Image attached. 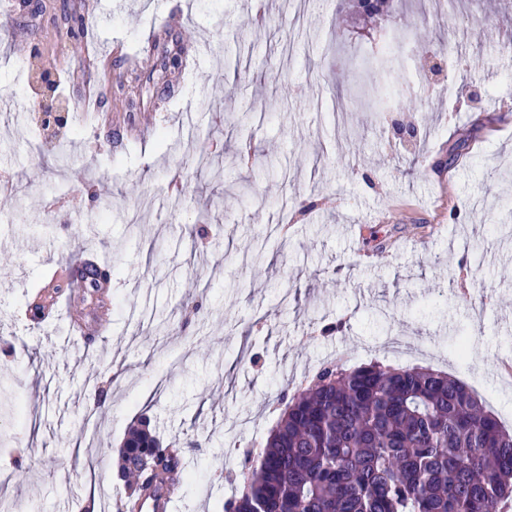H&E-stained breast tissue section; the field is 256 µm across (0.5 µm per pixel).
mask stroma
Here are the masks:
<instances>
[{
  "instance_id": "obj_1",
  "label": "stroma",
  "mask_w": 512,
  "mask_h": 512,
  "mask_svg": "<svg viewBox=\"0 0 512 512\" xmlns=\"http://www.w3.org/2000/svg\"><path fill=\"white\" fill-rule=\"evenodd\" d=\"M88 0L61 56L0 0V502L117 512L114 460L138 417L187 442L172 512H224L270 405L324 364L430 366L512 428V0ZM183 65L147 104L83 112L89 67ZM69 107L36 163L33 45ZM375 99L363 110L357 90ZM250 113L239 121V113ZM219 145L224 181L179 176ZM112 215L89 223L104 195ZM266 253L247 261L256 239ZM93 260L112 324L78 345L74 298L27 310L48 271ZM466 357H458L459 346Z\"/></svg>"
}]
</instances>
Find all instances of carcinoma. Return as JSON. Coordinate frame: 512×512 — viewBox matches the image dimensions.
Returning a JSON list of instances; mask_svg holds the SVG:
<instances>
[{
    "label": "carcinoma",
    "mask_w": 512,
    "mask_h": 512,
    "mask_svg": "<svg viewBox=\"0 0 512 512\" xmlns=\"http://www.w3.org/2000/svg\"><path fill=\"white\" fill-rule=\"evenodd\" d=\"M180 65L154 44L146 81ZM223 182L224 169L202 150L191 167ZM100 269L82 267L80 304L90 307ZM142 419L119 455L131 477L128 504L172 491L182 451L150 434ZM512 508V431L460 380L431 367L328 364L288 401L255 455L247 487L225 512H503Z\"/></svg>",
    "instance_id": "obj_1"
}]
</instances>
